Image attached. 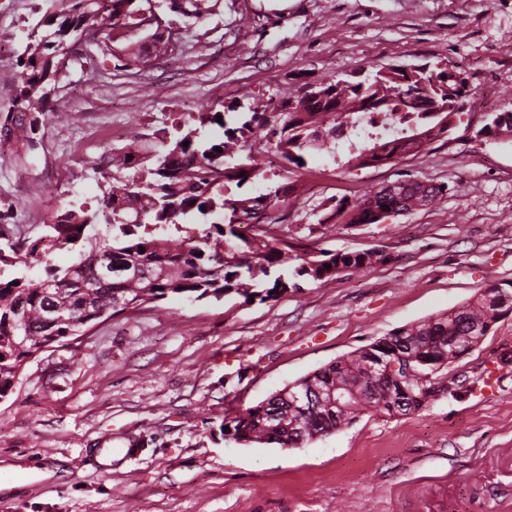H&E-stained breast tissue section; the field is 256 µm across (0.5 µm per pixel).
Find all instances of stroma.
<instances>
[{
  "label": "stroma",
  "mask_w": 512,
  "mask_h": 512,
  "mask_svg": "<svg viewBox=\"0 0 512 512\" xmlns=\"http://www.w3.org/2000/svg\"><path fill=\"white\" fill-rule=\"evenodd\" d=\"M45 0H0V121L26 22ZM459 67L461 123L422 152L355 170L324 153L275 237L378 249L389 262L267 302L171 295L100 321L28 362L0 399V512H512V314L455 371L496 366L487 398L443 397L408 416H360L302 447L241 445L224 415L402 327L512 286V140H475L511 109L512 0H222L175 55L123 71L72 64L34 149L0 146V225L39 234L47 213L95 203L131 135L207 111L245 112L372 66ZM412 175L446 185L433 207L377 224L321 225L325 207Z\"/></svg>",
  "instance_id": "1"
}]
</instances>
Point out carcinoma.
<instances>
[{
	"label": "carcinoma",
	"instance_id": "obj_1",
	"mask_svg": "<svg viewBox=\"0 0 512 512\" xmlns=\"http://www.w3.org/2000/svg\"><path fill=\"white\" fill-rule=\"evenodd\" d=\"M221 0H52L44 15L28 29L20 54L15 94L9 115L0 122V142L31 148L40 115L51 111L63 72L72 52L90 30L100 33L93 44L104 59L134 69L165 56L170 41L166 13L182 17L184 29L206 22L219 11ZM465 79L448 68L427 65L385 69L370 67L365 74L319 83L317 95L297 93L278 102L280 111L252 110L232 122L218 101L208 112L192 115L193 123L173 121L152 140L134 135L111 150L107 187L97 209L74 204L53 212L38 236L0 241V399L15 386L25 363L55 345L95 326L164 299L170 294L215 300L236 294L249 301L275 298L300 282L326 283L337 270L363 271L386 261L376 251H329L299 254L285 240L270 238L264 220L269 212L296 204L306 195L299 179L270 172L272 161L256 151L250 168H235L240 143L249 140L252 126L266 128L272 154L302 168L298 159L312 152L334 153L336 140L355 136L344 166L350 170L383 160L422 152L431 141L453 129L441 117L452 115L464 96ZM219 125V139L206 138L201 129ZM512 132V111L491 112L475 137H499ZM188 146H183L184 142ZM221 151H215V148ZM245 176H240V173ZM266 181V191L251 195L242 190L251 179ZM440 185L422 194L413 180L382 205L406 211L433 204L444 194ZM379 197L375 190L360 201L324 214L325 224L339 215L351 224H377L364 205ZM256 220L257 232H239L243 216ZM109 226L98 235L99 221ZM79 248L78 259L67 267L50 263L63 249ZM44 265L45 278L25 276L33 264ZM331 268H325V265ZM512 311V290L491 285L472 301L447 313L404 327L394 335L411 345L413 363L400 377L385 375L365 381L368 363L392 359L391 337H383L300 379L299 386L348 384L343 408L324 407L307 415L280 404L270 416L265 403L271 396L233 416H224V436L238 442L277 444L298 448L304 442L350 425L369 410L394 415L396 399L407 400L403 414L428 406L443 395L456 397V381L448 371L456 361L453 344L469 346L479 333L469 325L491 326L501 319L500 308ZM468 325L461 326L459 318Z\"/></svg>",
	"mask_w": 512,
	"mask_h": 512
}]
</instances>
